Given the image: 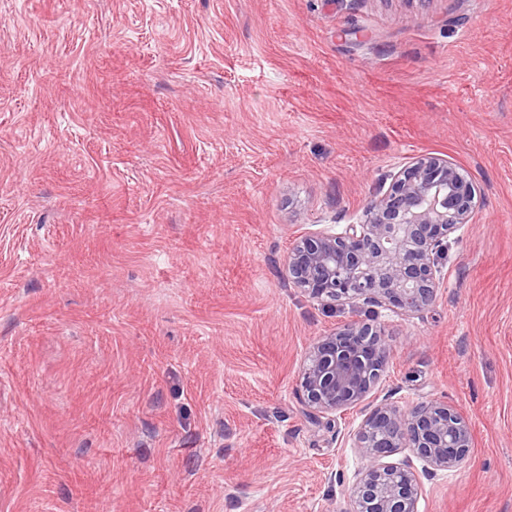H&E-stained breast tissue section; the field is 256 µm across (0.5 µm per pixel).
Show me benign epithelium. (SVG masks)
<instances>
[{
  "label": "benign epithelium",
  "mask_w": 512,
  "mask_h": 512,
  "mask_svg": "<svg viewBox=\"0 0 512 512\" xmlns=\"http://www.w3.org/2000/svg\"><path fill=\"white\" fill-rule=\"evenodd\" d=\"M475 191L446 157L423 154L394 174L390 189L371 199L364 219L299 237L288 252L292 283L329 303L387 306L413 314L429 306L443 282L440 259L448 235L469 223ZM389 349L377 327L354 319L320 337L302 367V403L311 416L365 401L386 370ZM368 460L353 487V512H417L415 462L437 471L458 466L472 447L468 422L456 409L417 402L383 403L353 433ZM395 463L379 459L400 449Z\"/></svg>",
  "instance_id": "7a95c632"
}]
</instances>
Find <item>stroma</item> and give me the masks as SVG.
<instances>
[{
    "mask_svg": "<svg viewBox=\"0 0 512 512\" xmlns=\"http://www.w3.org/2000/svg\"><path fill=\"white\" fill-rule=\"evenodd\" d=\"M426 153L475 187L431 306L289 283ZM352 319L386 371L314 422ZM385 399L470 424L418 512H512V0H0V512H348ZM389 349L377 327L354 319L313 343L302 367V403L311 416L365 401L386 370Z\"/></svg>",
    "mask_w": 512,
    "mask_h": 512,
    "instance_id": "obj_1",
    "label": "stroma"
}]
</instances>
